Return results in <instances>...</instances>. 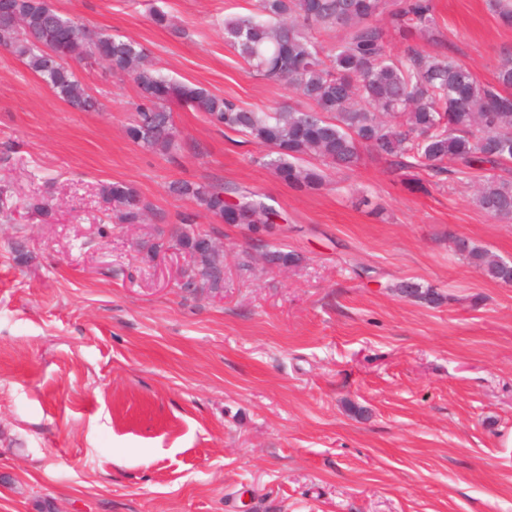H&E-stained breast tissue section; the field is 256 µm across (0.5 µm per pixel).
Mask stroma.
<instances>
[{"mask_svg": "<svg viewBox=\"0 0 512 512\" xmlns=\"http://www.w3.org/2000/svg\"><path fill=\"white\" fill-rule=\"evenodd\" d=\"M50 2L138 41L176 81L297 103L224 40L255 0ZM434 5L418 47L493 81L512 27L486 0ZM71 68L97 111L0 46V512H512V285L455 246L512 261V223L473 204L474 180L399 174L365 150L297 191L264 147L179 104L169 157L126 134L130 76ZM175 180L256 191L283 219L254 240L171 194ZM113 181L139 191L143 223L106 211ZM34 195L51 215L27 212ZM184 211L224 255L220 294L183 288L178 246L149 249ZM274 247L300 264L270 267ZM401 280L440 302L389 290ZM457 249L467 262L484 276L503 284H512V262L505 261L469 240L457 243Z\"/></svg>", "mask_w": 512, "mask_h": 512, "instance_id": "35a3bbf8", "label": "stroma"}]
</instances>
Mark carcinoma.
Listing matches in <instances>:
<instances>
[{
	"label": "carcinoma",
	"mask_w": 512,
	"mask_h": 512,
	"mask_svg": "<svg viewBox=\"0 0 512 512\" xmlns=\"http://www.w3.org/2000/svg\"><path fill=\"white\" fill-rule=\"evenodd\" d=\"M490 10L512 26V0H488ZM435 25L432 0H258L257 12L224 18V39L259 76L283 81L306 102L303 108L267 111L241 106L193 83L170 80L147 61L139 42L92 33L46 0H0V46L11 49L55 95L81 112L99 109L68 61L98 59L129 75L141 90L136 118L127 128L136 144L162 154L178 147L169 104L188 105L215 126L266 148L263 164L291 187L319 189L324 168L355 166L367 147L395 172L421 169L432 177L460 178L490 172L473 195L488 216L512 221V57L483 83L465 65L440 53L425 54L412 40ZM341 30L332 48L321 32ZM405 42L392 53L385 30ZM57 56L63 63L52 60ZM313 156L321 166L302 164ZM452 160L455 168L444 162ZM170 192L195 202L226 224L257 233L280 214L248 189L206 182L174 181ZM103 200L122 224H140L148 206L129 184L101 186ZM171 241L199 258L191 277L214 293L224 288V256L202 236L186 231L195 215L181 213ZM467 262L484 276L512 284L508 262L469 240L457 243ZM275 267L298 263L293 252L270 250ZM407 297L435 303L439 296L413 282L387 285Z\"/></svg>",
	"instance_id": "cac0c4a2"
}]
</instances>
